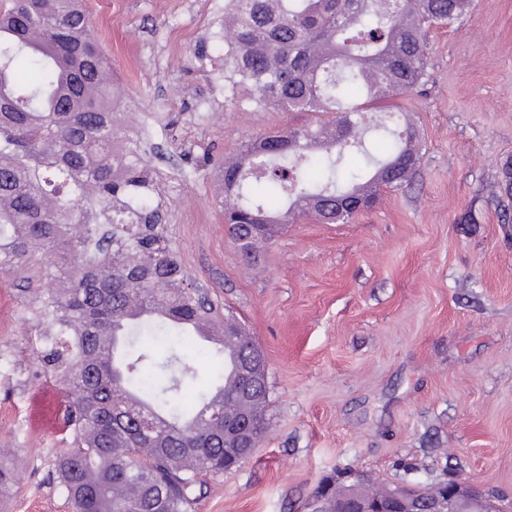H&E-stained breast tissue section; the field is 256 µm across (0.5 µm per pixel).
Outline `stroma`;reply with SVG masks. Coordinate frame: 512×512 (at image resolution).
<instances>
[{"mask_svg": "<svg viewBox=\"0 0 512 512\" xmlns=\"http://www.w3.org/2000/svg\"><path fill=\"white\" fill-rule=\"evenodd\" d=\"M127 105L117 145L138 160L189 281L240 317L265 355L268 428L237 467L201 479L187 512H299L352 467L385 481L454 474L512 499V0H473L427 32L422 92L366 104L408 113L411 185L350 224L303 216L244 258L224 222V160L315 122L224 93V0H85ZM54 253L0 269V512H73L51 479L70 439L30 423L51 376L38 298Z\"/></svg>", "mask_w": 512, "mask_h": 512, "instance_id": "stroma-1", "label": "stroma"}]
</instances>
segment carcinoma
<instances>
[{
    "label": "carcinoma",
    "instance_id": "obj_1",
    "mask_svg": "<svg viewBox=\"0 0 512 512\" xmlns=\"http://www.w3.org/2000/svg\"><path fill=\"white\" fill-rule=\"evenodd\" d=\"M472 0H225L224 91L250 95L261 111L331 113L290 128L278 147L266 137L224 163V223L247 256L298 215L347 224L349 197L371 206L382 188L415 176L419 135L401 113L389 148L362 140L361 99L392 98L425 84L426 28L451 25ZM109 63L79 0L0 4V269L36 249L67 261L53 273L63 287L41 300L53 346L44 372L73 394L65 417L70 448L54 479L75 512H186L198 476L220 474L252 454L266 430L265 357L232 312L219 315L206 292L187 284L164 229L155 222L149 181L138 163L117 174ZM372 167L366 180L343 174L353 151ZM110 228L68 232L89 201ZM213 325L235 341L237 361L257 367L256 382L221 354L186 337ZM209 361L213 380L197 408L184 402ZM132 406L154 419L148 439L127 420ZM252 422L249 434L238 423ZM321 512H340L351 483L322 482ZM393 484L372 480L362 496L386 500Z\"/></svg>",
    "mask_w": 512,
    "mask_h": 512
}]
</instances>
